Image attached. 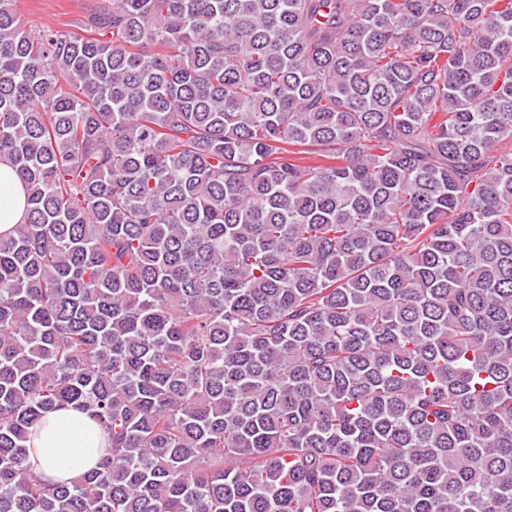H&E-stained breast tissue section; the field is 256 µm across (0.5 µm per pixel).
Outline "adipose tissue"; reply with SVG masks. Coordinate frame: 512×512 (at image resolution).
I'll list each match as a JSON object with an SVG mask.
<instances>
[{"instance_id":"1","label":"adipose tissue","mask_w":512,"mask_h":512,"mask_svg":"<svg viewBox=\"0 0 512 512\" xmlns=\"http://www.w3.org/2000/svg\"><path fill=\"white\" fill-rule=\"evenodd\" d=\"M29 445L33 471L44 480L62 482L94 467L109 440L83 413L62 408L39 421Z\"/></svg>"}]
</instances>
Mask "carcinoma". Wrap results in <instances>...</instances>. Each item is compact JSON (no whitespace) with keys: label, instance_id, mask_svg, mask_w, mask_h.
<instances>
[{"label":"carcinoma","instance_id":"1","mask_svg":"<svg viewBox=\"0 0 512 512\" xmlns=\"http://www.w3.org/2000/svg\"><path fill=\"white\" fill-rule=\"evenodd\" d=\"M84 26L0 0V512H512V0ZM9 184L7 210L2 218L3 201L0 193V234H10L15 223L22 217L26 206V194L23 185L14 176L10 166L5 162L0 163V190L4 183ZM33 471L50 482L71 481L94 467L109 448L107 435L81 412L46 414L27 443Z\"/></svg>","mask_w":512,"mask_h":512}]
</instances>
